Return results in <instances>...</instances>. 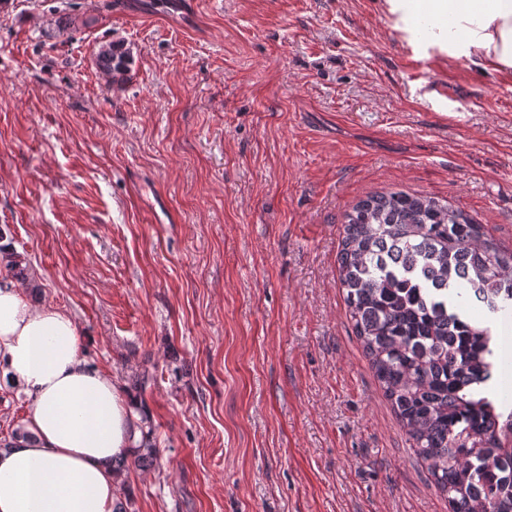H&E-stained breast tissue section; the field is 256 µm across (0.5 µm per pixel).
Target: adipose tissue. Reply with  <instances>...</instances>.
I'll return each mask as SVG.
<instances>
[{"instance_id": "ef3b65f1", "label": "adipose tissue", "mask_w": 512, "mask_h": 512, "mask_svg": "<svg viewBox=\"0 0 512 512\" xmlns=\"http://www.w3.org/2000/svg\"><path fill=\"white\" fill-rule=\"evenodd\" d=\"M411 34L435 21L450 59L512 74V0H387ZM0 266V372L30 400L28 438L0 450V512H112L111 459L128 445L130 405L79 352L65 311L31 301Z\"/></svg>"}]
</instances>
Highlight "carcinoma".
Returning a JSON list of instances; mask_svg holds the SVG:
<instances>
[{"label":"carcinoma","mask_w":512,"mask_h":512,"mask_svg":"<svg viewBox=\"0 0 512 512\" xmlns=\"http://www.w3.org/2000/svg\"><path fill=\"white\" fill-rule=\"evenodd\" d=\"M97 64L124 74L106 44ZM338 272L365 357L448 512H512V401L495 331L512 312V248L430 196L389 192L344 216ZM112 459L157 462L152 430Z\"/></svg>","instance_id":"1"}]
</instances>
